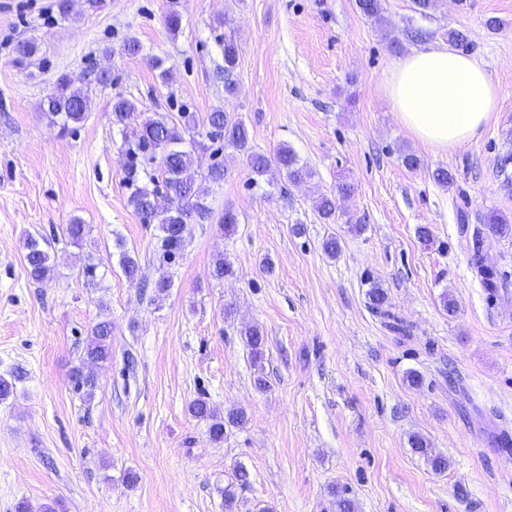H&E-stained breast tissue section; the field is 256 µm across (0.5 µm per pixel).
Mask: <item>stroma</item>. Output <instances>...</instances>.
<instances>
[{"mask_svg": "<svg viewBox=\"0 0 512 512\" xmlns=\"http://www.w3.org/2000/svg\"><path fill=\"white\" fill-rule=\"evenodd\" d=\"M57 4L0 0V372L28 373L0 402V512L22 499L56 512H224L238 465L250 483L235 512H337L339 496L354 512H512V236L483 229L489 213L512 218V165H497L512 152V0H439L425 16L412 0H384L380 24L354 0H107L95 12L75 0L66 14ZM452 28L467 32L500 96L476 139L438 154L399 124L382 80ZM227 36L239 47L231 96L218 73ZM130 39L142 55L122 54ZM23 40L39 51L19 65ZM102 69L111 85L95 86L86 120L60 135L41 100L59 76ZM119 93L140 120L224 110L256 151L289 145L314 176L255 185L234 148L196 152L199 172L218 159L228 174L204 186L212 218L187 225L182 255L163 259L158 225L128 202ZM407 153L417 168L403 165ZM439 167L448 186L431 176ZM342 182L354 191L339 199L337 224L322 223L314 203ZM227 208L239 219L229 237L217 224ZM76 220L77 244L64 235ZM423 224L430 240L417 235ZM475 228L476 252L466 240ZM331 233L342 240L333 259L321 249ZM27 234L48 242L51 271L39 281L26 269ZM122 249L151 289L126 280ZM220 257L235 274L218 281ZM478 260L498 273L495 295ZM164 277L171 288L156 291ZM372 280L388 316L367 307ZM105 320L112 357L94 366L89 396L73 371ZM252 325L265 336L266 391L244 342ZM410 371L420 385L407 383ZM199 396L220 412L244 408L247 423L212 442L188 412ZM414 434L446 471L410 448ZM137 112L136 103L121 94L116 96L112 101L113 123L124 128L127 127L129 121Z\"/></svg>", "mask_w": 512, "mask_h": 512, "instance_id": "35a3bbf8", "label": "stroma"}]
</instances>
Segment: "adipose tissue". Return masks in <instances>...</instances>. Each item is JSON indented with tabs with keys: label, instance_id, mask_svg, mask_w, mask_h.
<instances>
[{
	"label": "adipose tissue",
	"instance_id": "ef3b65f1",
	"mask_svg": "<svg viewBox=\"0 0 512 512\" xmlns=\"http://www.w3.org/2000/svg\"><path fill=\"white\" fill-rule=\"evenodd\" d=\"M382 89L405 130L440 153L475 139L498 107V89L482 64L446 44L412 49Z\"/></svg>",
	"mask_w": 512,
	"mask_h": 512
}]
</instances>
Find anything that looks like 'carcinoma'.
Segmentation results:
<instances>
[{"label":"carcinoma","instance_id":"obj_1","mask_svg":"<svg viewBox=\"0 0 512 512\" xmlns=\"http://www.w3.org/2000/svg\"><path fill=\"white\" fill-rule=\"evenodd\" d=\"M356 8L366 17L381 19L383 13L382 0H355ZM224 59V91L228 94L237 92V83L233 79L239 62L238 46L231 38L224 39L222 45ZM75 79L68 75L58 78L55 90L41 103V110L46 112L52 121L57 123L59 131L70 132L74 126L87 118L90 108V97L85 91L74 86ZM137 112L136 103L123 95L116 96L112 101L113 123L123 128ZM222 141L234 147L243 157L250 171L253 183L264 179L269 182L275 175H283L288 182L298 184L313 177L314 172L300 163L295 151L288 145H280L274 153L265 155L256 152L251 146L249 129L240 120L229 113L216 109L209 113L203 128H197L194 118L190 115L183 121L176 122L165 115L149 119L133 129L131 135L125 137L128 144L125 163V187L129 191L128 200L144 224H157L162 232L161 248L167 259L176 257L184 248V228L195 221L209 218V207L204 202L201 181L214 184L224 182L227 171L222 163H214L207 172L200 175L193 168V156L197 150L208 149V143ZM166 146L161 156V180L141 174L139 158H155L159 146ZM353 192V186L341 183L336 186V193L323 195L315 203V211L324 224H334L338 220L336 197L347 196ZM486 227L500 236L512 232V225L501 213H491L487 217ZM120 249V266L122 272L131 283L139 280L140 266L137 259L131 256L121 240H116ZM24 259L29 275L34 280L44 279L50 272L49 255L43 249L39 239L28 235L23 239ZM368 307L385 316L387 311V293L376 282H370L366 291ZM112 327L103 321L96 324L91 337L84 349V363L99 364L112 356ZM246 344L250 349L253 366L258 368L255 385L264 390L268 381L263 375L262 360L264 359V336L258 327H251L244 332ZM78 387L86 389V394L93 393L96 387L94 374L78 367L73 372ZM26 379V370L17 365L5 373H0V402L6 401L17 394V386ZM190 414L208 422V434L215 443L224 441L226 427L238 426L245 422V411L232 408L227 414H218L203 396L192 400L188 406ZM411 448L424 456L436 471L448 467V460L441 455L432 453L428 441L420 435L410 438ZM249 484V472L238 467L233 469L221 490L224 496L225 512H233L236 489Z\"/></svg>","mask_w":512,"mask_h":512}]
</instances>
